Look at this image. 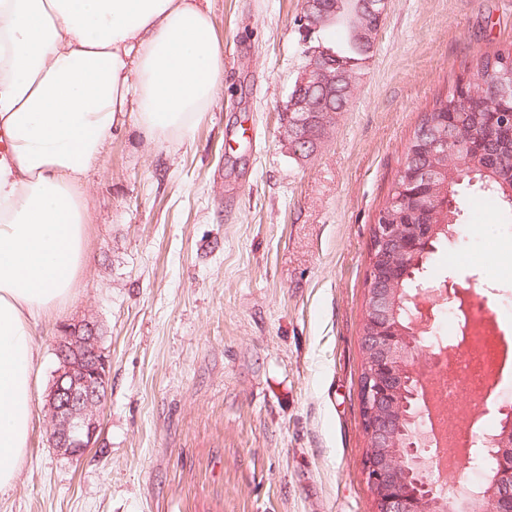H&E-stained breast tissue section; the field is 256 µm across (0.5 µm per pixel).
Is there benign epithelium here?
I'll use <instances>...</instances> for the list:
<instances>
[{
    "label": "benign epithelium",
    "instance_id": "benign-epithelium-1",
    "mask_svg": "<svg viewBox=\"0 0 512 512\" xmlns=\"http://www.w3.org/2000/svg\"><path fill=\"white\" fill-rule=\"evenodd\" d=\"M388 0H303L298 19L304 37L339 19L346 21L354 46L375 48L376 37L387 15ZM311 59L296 80L283 106L284 138L287 152L302 160L310 156L336 119L329 102L336 92L351 96L354 71L348 60L330 48H310ZM442 170L427 166L412 172L407 184H434ZM420 207L455 209L451 194L422 193ZM414 234L403 235L405 225L391 224L385 213L377 215L369 252L368 303L361 347L365 373L359 384L364 431L369 451L363 460V475L373 500V512H512V406L500 407L503 419L493 434L481 436L471 463L480 454L493 459L483 471L479 485L460 495L443 488L431 464L435 449L424 441L425 431L414 433L400 428L410 415L411 422L426 425L421 408L426 399L423 371L415 356H426L431 369L447 366V349L468 342L463 336L448 347L426 345L435 314L446 303L455 307L464 330L471 326V291L454 276L420 283L414 292L400 296L404 269L386 270V262L398 250L420 264L432 250L433 229L412 225ZM408 303L409 322L401 324L399 307ZM59 367L49 391L51 406L48 442L50 447L80 457L97 444L99 409L108 389L110 363L101 347L96 322L84 319L63 330L55 348Z\"/></svg>",
    "mask_w": 512,
    "mask_h": 512
}]
</instances>
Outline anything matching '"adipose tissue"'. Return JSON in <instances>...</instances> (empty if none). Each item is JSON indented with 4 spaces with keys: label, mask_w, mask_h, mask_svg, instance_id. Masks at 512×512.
<instances>
[{
    "label": "adipose tissue",
    "mask_w": 512,
    "mask_h": 512,
    "mask_svg": "<svg viewBox=\"0 0 512 512\" xmlns=\"http://www.w3.org/2000/svg\"><path fill=\"white\" fill-rule=\"evenodd\" d=\"M224 78L208 0H0V493L28 446L35 332L86 259V180L135 118L195 131Z\"/></svg>",
    "instance_id": "adipose-tissue-1"
}]
</instances>
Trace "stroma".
<instances>
[{"label": "stroma", "instance_id": "stroma-1", "mask_svg": "<svg viewBox=\"0 0 512 512\" xmlns=\"http://www.w3.org/2000/svg\"><path fill=\"white\" fill-rule=\"evenodd\" d=\"M224 56L181 143L127 120L88 176L73 299L41 326L35 410L0 512H373L359 397L368 249L422 112L481 55L512 49V0H389L352 99L307 160L279 112L308 63L302 0H209ZM430 257L512 311V211L468 190ZM111 360L97 444H48L64 325Z\"/></svg>", "mask_w": 512, "mask_h": 512}]
</instances>
